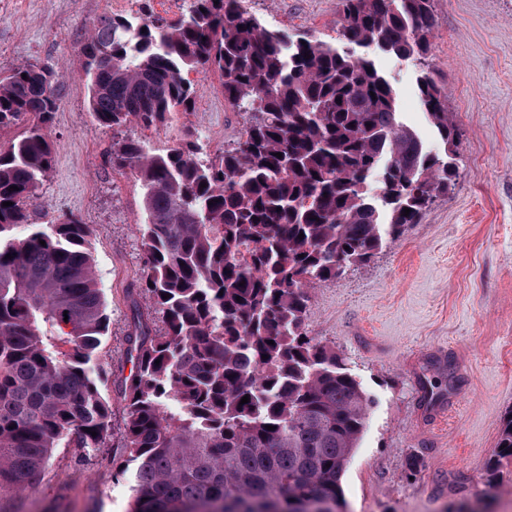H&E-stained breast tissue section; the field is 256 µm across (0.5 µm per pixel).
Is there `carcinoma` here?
Returning <instances> with one entry per match:
<instances>
[{
	"label": "carcinoma",
	"mask_w": 512,
	"mask_h": 512,
	"mask_svg": "<svg viewBox=\"0 0 512 512\" xmlns=\"http://www.w3.org/2000/svg\"><path fill=\"white\" fill-rule=\"evenodd\" d=\"M431 2L338 0L334 43L290 41L241 0H192L169 22L93 23L80 53L100 125L150 129L191 111L190 71L218 74L224 101L251 114L237 146L208 162L189 129L162 152L113 143L112 164L139 181L145 214L134 372L121 389L132 512H302L310 501L344 512L342 476L373 400L309 334V289L371 261L459 176L448 93L426 70ZM371 46L419 66L441 151L399 121L390 80L356 51ZM59 103L50 67L0 76V132L24 125L0 147V489L34 486L53 449L98 448L112 427L89 225L33 221ZM498 445L491 480L512 458V416Z\"/></svg>",
	"instance_id": "1"
}]
</instances>
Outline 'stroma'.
Listing matches in <instances>:
<instances>
[{"instance_id":"stroma-1","label":"stroma","mask_w":512,"mask_h":512,"mask_svg":"<svg viewBox=\"0 0 512 512\" xmlns=\"http://www.w3.org/2000/svg\"><path fill=\"white\" fill-rule=\"evenodd\" d=\"M186 0H0V73L31 62L61 75V101L50 129L54 155L39 197L51 216L88 224L108 331L97 355L107 370L102 396L112 430L102 447L79 456L54 449L49 468L24 493L0 490V512H130L122 461L121 382L130 376L128 296L144 266L138 226L139 182L112 165L115 140L135 137L151 148L179 143L184 127L209 159L242 137L245 116L227 106L214 73H190L192 111L145 129L100 126L89 111L78 50L103 14L149 10L178 18ZM269 30L290 38L332 41L336 0H244ZM436 27L428 63L448 93L460 132V176L418 223L406 227L365 265L310 291L308 328L336 348L374 398L367 428L342 477L345 512H506L512 461L502 462L494 495L486 463L504 417L512 413V0H433ZM393 84L401 121L431 151L440 144L419 101L410 62L375 52ZM443 351L454 387L421 419L419 377L427 350ZM417 460V472L407 469Z\"/></svg>"}]
</instances>
